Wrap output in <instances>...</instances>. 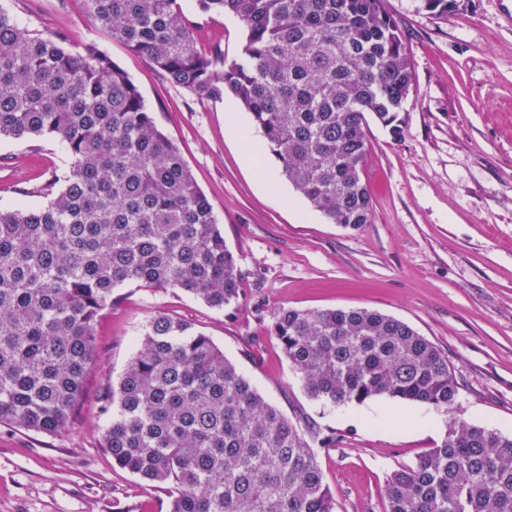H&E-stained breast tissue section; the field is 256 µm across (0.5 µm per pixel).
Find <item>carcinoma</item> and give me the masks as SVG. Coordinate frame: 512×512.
Segmentation results:
<instances>
[{
	"label": "carcinoma",
	"mask_w": 512,
	"mask_h": 512,
	"mask_svg": "<svg viewBox=\"0 0 512 512\" xmlns=\"http://www.w3.org/2000/svg\"><path fill=\"white\" fill-rule=\"evenodd\" d=\"M109 40L201 103L252 116L294 190L332 224L371 221L360 170L374 119L392 138L413 85L383 0H192L241 23L242 56L198 46L180 0H86ZM444 15L457 0H421ZM50 136L66 169L0 209V424L58 434L77 420L96 323L124 285L179 288L216 309L243 297L237 259L178 148L108 49L31 33L0 9V138ZM270 335L323 405L375 398L448 415L439 443L386 481L384 512H512V437L454 416L448 357L363 308H281ZM103 448L169 489L168 512H337L310 439L213 340L163 314L101 398Z\"/></svg>",
	"instance_id": "1"
}]
</instances>
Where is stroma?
I'll use <instances>...</instances> for the list:
<instances>
[{
    "label": "stroma",
    "instance_id": "stroma-1",
    "mask_svg": "<svg viewBox=\"0 0 512 512\" xmlns=\"http://www.w3.org/2000/svg\"><path fill=\"white\" fill-rule=\"evenodd\" d=\"M30 30L107 43L179 148L238 259L243 298L217 310L174 288H117L97 321V358L79 420L59 435L0 425V512H167L166 487L115 466L102 446L99 397L132 357L152 317L209 336L287 416L303 413L343 439L317 451L338 512H383L388 474L440 441L444 415L376 398L321 405L305 395L268 326L279 308H365L407 322L448 358L461 419L512 435V0H458L434 16L420 0H385L414 81L403 135L370 122L362 179L372 221H329L280 179L268 145L255 158L230 130L225 104H200L142 55L107 42L84 0H0ZM225 61L245 42L237 18H197ZM68 157L56 140L0 139V208L43 186Z\"/></svg>",
    "mask_w": 512,
    "mask_h": 512
}]
</instances>
